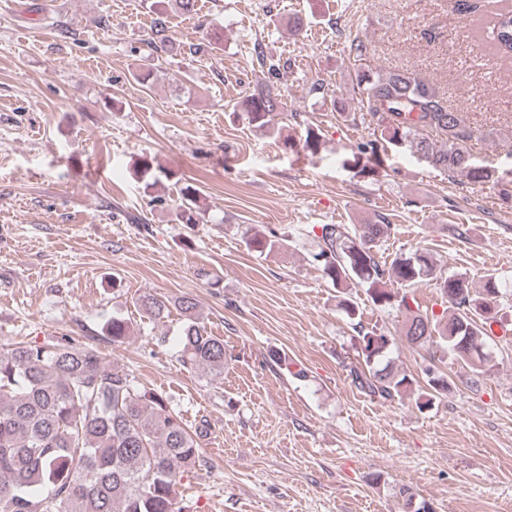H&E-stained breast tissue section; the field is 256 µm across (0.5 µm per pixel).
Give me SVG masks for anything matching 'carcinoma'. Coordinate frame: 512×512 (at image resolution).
Listing matches in <instances>:
<instances>
[{
  "label": "carcinoma",
  "mask_w": 512,
  "mask_h": 512,
  "mask_svg": "<svg viewBox=\"0 0 512 512\" xmlns=\"http://www.w3.org/2000/svg\"><path fill=\"white\" fill-rule=\"evenodd\" d=\"M152 7L157 18L148 46L164 52L170 44L164 15L170 8L190 13L195 0H152ZM483 40L496 54L512 57V9L494 13ZM355 80L362 109L376 121L374 139L362 152L376 161L381 150L403 148L451 178L489 184L502 201L512 202V176L474 160L468 149L472 130L435 86L407 69L359 71ZM285 107L267 88L242 102L248 123L274 139L281 137L275 113ZM284 144L314 154L320 134L307 127L299 140L288 137ZM203 213L197 192L184 189L177 219L196 224ZM385 232L384 224H324L313 262L337 292L362 288L373 304L406 310V341L442 345L469 366L477 383L494 366L488 345L492 325L506 328L500 315L504 293L495 277L475 281L438 273L429 253L418 249L382 262L375 248ZM243 242L250 251L270 254L284 249L288 236L254 224L246 228ZM393 283L432 285L446 307L439 315L414 312L415 297L393 291ZM139 307L150 321L169 312L150 294L139 299ZM176 308L185 317L179 337L182 364L213 381L222 379L224 340L207 331L194 299L183 297ZM355 331L358 364L349 376L365 394L382 401L413 395L423 411L450 392L451 383L442 375L428 371L420 385L395 370L390 337L359 322ZM106 335L114 343L125 340L128 322L112 316ZM205 432V424L189 431L162 396L125 369L105 363L92 347L64 339L0 348V512H180L177 488L183 473L201 462L199 438ZM403 497L406 512H434L428 501L415 502L409 489Z\"/></svg>",
  "instance_id": "cac0c4a2"
}]
</instances>
